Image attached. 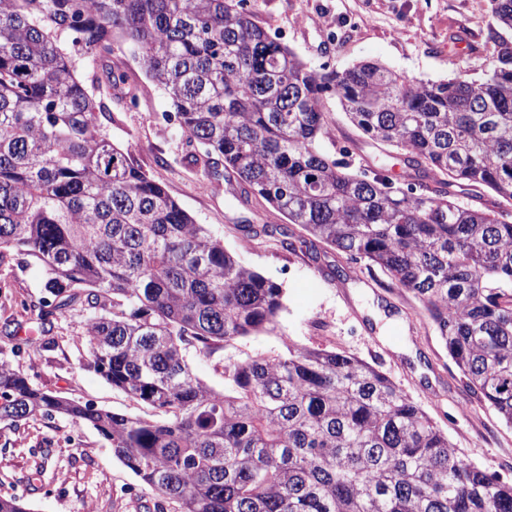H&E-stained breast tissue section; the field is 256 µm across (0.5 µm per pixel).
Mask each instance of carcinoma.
<instances>
[{"mask_svg":"<svg viewBox=\"0 0 512 512\" xmlns=\"http://www.w3.org/2000/svg\"><path fill=\"white\" fill-rule=\"evenodd\" d=\"M480 80L379 63L315 70L243 0H0V262L47 272L41 323L79 305L90 368L154 417L35 386L0 361V423L93 427L156 493L153 512H512V481L463 458L375 365L334 348L245 359L283 284L243 265L102 133L106 108L61 40L102 63L119 37L169 96L208 184L232 176L288 224H239L289 251L288 225L410 292L466 386L512 426V0H491ZM403 155L361 173L319 148L323 103ZM474 203H463L459 194ZM194 349L224 392L192 372Z\"/></svg>","mask_w":512,"mask_h":512,"instance_id":"cac0c4a2","label":"carcinoma"}]
</instances>
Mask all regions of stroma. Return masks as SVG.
<instances>
[{"label":"stroma","mask_w":512,"mask_h":512,"mask_svg":"<svg viewBox=\"0 0 512 512\" xmlns=\"http://www.w3.org/2000/svg\"><path fill=\"white\" fill-rule=\"evenodd\" d=\"M254 23L280 31L285 43L313 69H342L362 61L383 64L412 80L438 82L459 68L481 77L493 64L485 41L493 24L490 0H253ZM77 74L107 106L102 132L129 153L149 177L164 184L194 217L237 251L242 264L281 282L286 308L277 333L239 340L247 357L282 350L283 338L301 346L336 347L387 373L448 435L458 453L512 480V427L465 387L438 337L416 317L411 300L380 273L350 264L325 245L289 253L277 245H244L236 227L280 224L283 216L258 197L228 187L204 190L200 168L188 164L177 123L156 121L170 109L160 86L150 85L133 47L112 46V65L125 87L95 84V63L77 55ZM150 87L140 107L129 90ZM325 155L346 158L358 171L380 149L348 120L337 99L324 103ZM341 278H324L333 266ZM47 275L32 258L15 253L0 264V360L40 388L129 415L151 416L89 368L91 346L82 314L73 310L41 326L32 304L46 298ZM0 495L28 503L32 512H139L154 491L138 480L94 428L65 417L34 419L19 429L0 426Z\"/></svg>","instance_id":"stroma-1"}]
</instances>
